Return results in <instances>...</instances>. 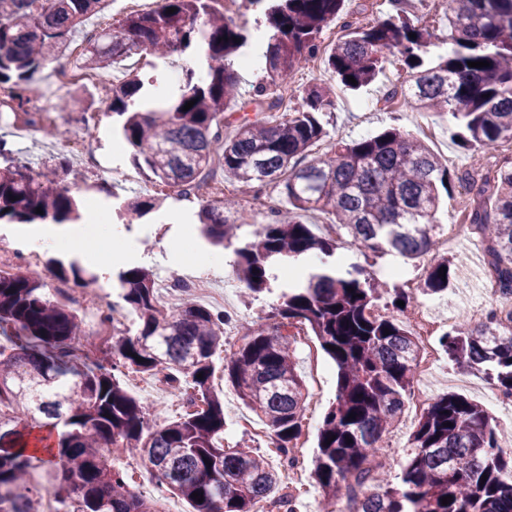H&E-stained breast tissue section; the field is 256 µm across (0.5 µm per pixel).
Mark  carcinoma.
Wrapping results in <instances>:
<instances>
[{
  "label": "carcinoma",
  "instance_id": "carcinoma-1",
  "mask_svg": "<svg viewBox=\"0 0 512 512\" xmlns=\"http://www.w3.org/2000/svg\"><path fill=\"white\" fill-rule=\"evenodd\" d=\"M249 2L271 31L270 82L259 83L252 99L261 117L242 123L231 137L224 136V112L239 95L233 58L250 35L224 17L219 0H160L156 9L126 14L88 39L84 65L104 79L115 65L135 60L112 81L105 111L118 117L117 143L131 149L135 165L157 188L147 200L115 202L112 210L120 219H140L167 191L187 200L219 176L256 196L275 188L288 214L272 212L254 239L235 247L239 278L260 294L290 258L318 252L330 262L281 295L272 325L245 328L243 343L224 356V379L264 421L282 461H295L307 397L292 355L293 329L304 327L337 369L313 469L324 512L343 501L350 512H512V455L502 449L487 410L457 394L439 395L423 409L399 476L382 477L384 437L413 395L421 346L394 318L372 312L384 293L408 302L404 289L385 288L371 274L361 278L357 267L343 275L334 260L338 238L377 256L415 259L434 252L441 197L451 188L448 166L398 128L351 142L330 140L321 119L335 106L330 85L307 86L301 107L281 115L275 89L322 53L336 80L358 90L383 73L387 50L402 62L404 77L385 100L401 95L407 107L417 103L450 115L461 147L484 153L512 140V0H450L451 47L436 63L425 59L431 33L400 10L398 0H388L384 18L366 23L342 20L345 0ZM106 7V0H0V86L12 92V111L24 110L25 93L44 62L68 52L85 22ZM171 8L175 12L167 13ZM338 20L343 34L323 46L324 30ZM188 50L203 57L208 81L200 85L189 74L171 102L132 109L134 98L149 99L142 66L156 82L170 54ZM484 60L490 66H468ZM191 100L193 107L183 110ZM318 144L324 148L314 156ZM69 172L63 154L45 171L31 170L0 137V221L76 223L79 203L66 183ZM496 183L492 204L474 210L470 224L487 242L505 304L474 328L464 321L452 326L440 345L456 365L512 396V328L504 326L512 323L511 161ZM238 205L234 196L200 205L196 218L209 244L233 245L237 225L227 222V213ZM313 212L331 214L332 231L314 233L306 223ZM52 263L64 282L97 281L92 268L75 259ZM442 267L451 263L432 259L424 290L448 289ZM117 281L137 332L110 328L104 314L103 336L88 345L76 310L19 269L0 273V404L9 408L0 412V512H43L48 495L67 512H163L162 497L140 493L112 466L106 456L111 444L136 452L158 486L185 499L192 512H255L257 501L277 492L282 472L247 448L224 445V403L211 379L224 352L226 316L195 303L177 311L159 306L155 278L143 267L119 271ZM161 370L185 389L190 410L153 430L150 407L126 391L120 375ZM41 466L54 469V483L44 491L30 481ZM446 496L451 501L444 506Z\"/></svg>",
  "mask_w": 512,
  "mask_h": 512
}]
</instances>
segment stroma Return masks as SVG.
Returning a JSON list of instances; mask_svg holds the SVG:
<instances>
[{
  "label": "stroma",
  "instance_id": "1",
  "mask_svg": "<svg viewBox=\"0 0 512 512\" xmlns=\"http://www.w3.org/2000/svg\"><path fill=\"white\" fill-rule=\"evenodd\" d=\"M408 12L426 25L432 34L427 49L428 59L439 60L448 45V22L444 8L437 6L435 0H412ZM387 70V75L379 76L359 92L337 89L335 107L323 117L331 138L358 140L397 127L424 140L442 162L447 163L450 174L473 172L474 181L470 189L462 193L452 192L448 200L443 202L439 213L440 222L452 219L466 227L469 212L484 205L491 194L499 161L494 152L489 151L479 163H472L468 153L455 140L454 122L448 115L386 104L387 77L396 74L397 67L391 64ZM72 97L81 100V110H64L65 101ZM54 107L59 111L57 129L73 132H82L85 113H101L102 121L98 129L84 137L95 162L84 168H73L69 185L74 195L82 198L83 202L106 205V195L99 190L100 185L107 182L106 170H129L133 164L129 152L117 153L113 150L112 116L106 113L99 90L81 84L67 87L55 98ZM184 209L183 202L170 197L143 218L129 224L127 240L111 246L112 252L123 254L124 259L120 262L109 259L96 267L99 285L111 287L113 272L118 271L121 265L131 263L152 270L161 281L169 280L174 272L184 279L202 275L211 280L214 288L223 291V310L231 320L254 328L266 326L272 307L277 305L281 292L287 287L286 282H273L270 291L254 294L239 279L234 265H227L221 271L210 266L206 258L213 255L214 250L201 237L197 225L182 222ZM444 255L452 261L447 291L434 295L414 293L407 308L397 315L403 325H410L411 317L420 305H430L434 317L438 318L451 307L455 308L457 315H464L473 301L472 273L484 274L489 270L485 242L466 227L459 239L449 243ZM295 362L306 383L309 397L318 398L319 406L314 416L303 419L300 440L304 448L299 461L307 479L304 484L294 488L291 501L294 512H320L323 493L310 474L318 430L336 395L337 370L334 362L314 341L298 345ZM212 386L222 397L232 400L231 405L224 408L225 443L251 449L256 454L266 456L273 466H280L281 460L267 439L241 429L239 419L247 409L241 401L235 400L234 390L225 383L223 367H216ZM124 387L135 398L153 407L154 424H164L186 411L183 397L172 384H165L162 389L156 390L128 381ZM446 392L481 404L493 417L500 434L512 433V408L493 402L494 388L482 374L458 369L443 353L436 361L428 383L414 385L413 396L427 404Z\"/></svg>",
  "mask_w": 512,
  "mask_h": 512
}]
</instances>
